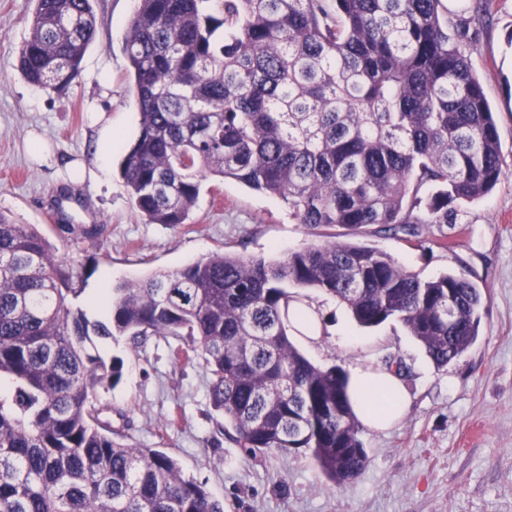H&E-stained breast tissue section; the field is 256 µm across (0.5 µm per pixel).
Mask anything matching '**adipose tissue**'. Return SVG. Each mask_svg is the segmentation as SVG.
Instances as JSON below:
<instances>
[{"label": "adipose tissue", "instance_id": "adipose-tissue-1", "mask_svg": "<svg viewBox=\"0 0 512 512\" xmlns=\"http://www.w3.org/2000/svg\"><path fill=\"white\" fill-rule=\"evenodd\" d=\"M348 393L356 417L372 430L390 428L408 408L409 396L403 379L372 364L350 371Z\"/></svg>", "mask_w": 512, "mask_h": 512}]
</instances>
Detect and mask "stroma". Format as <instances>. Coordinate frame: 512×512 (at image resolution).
Returning <instances> with one entry per match:
<instances>
[{"instance_id": "stroma-1", "label": "stroma", "mask_w": 512, "mask_h": 512, "mask_svg": "<svg viewBox=\"0 0 512 512\" xmlns=\"http://www.w3.org/2000/svg\"><path fill=\"white\" fill-rule=\"evenodd\" d=\"M486 22L468 54L496 113L505 175L470 205L463 223L423 226L418 242L372 235L366 242L428 279L465 275L487 297L476 343L436 369L401 323L363 328L347 307L323 296L325 338L306 349L322 367L351 370L401 359L410 402L392 429H362L369 463L349 482L330 481L306 452L254 458L219 433L202 360L184 363L187 337L141 345L104 341L123 360V378L100 392L102 420L126 444L166 451L186 477L206 483L230 512H512V0H448V17ZM98 37L79 77L61 93L28 83L16 68L33 0H0V211L45 231L73 270V306L92 319L103 283L137 281L226 250L268 260L319 243L287 204L233 181L207 178L188 223L151 224L132 205L119 173L139 132L122 38L134 0H93ZM98 225L89 240L81 226ZM357 336L339 340L340 331Z\"/></svg>"}]
</instances>
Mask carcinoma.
<instances>
[{
	"instance_id": "cac0c4a2",
	"label": "carcinoma",
	"mask_w": 512,
	"mask_h": 512,
	"mask_svg": "<svg viewBox=\"0 0 512 512\" xmlns=\"http://www.w3.org/2000/svg\"><path fill=\"white\" fill-rule=\"evenodd\" d=\"M97 34L91 0H35L16 67L59 93ZM467 34L465 19L448 33V0H135L122 52L140 128L120 162L132 205L185 224L207 177L232 179L326 241L112 284L104 322L69 304L72 274L46 234L0 214V512H224L176 459L100 418L123 364L97 342L116 336L188 337L185 359L203 360L221 431L245 455L304 449L337 484L365 470L347 376L295 346L290 305L314 290L361 327L395 319L439 369L477 341L475 283L423 279L357 241L461 224L504 176Z\"/></svg>"
}]
</instances>
